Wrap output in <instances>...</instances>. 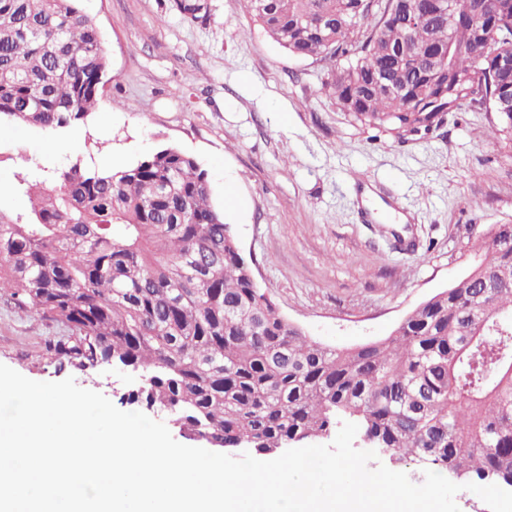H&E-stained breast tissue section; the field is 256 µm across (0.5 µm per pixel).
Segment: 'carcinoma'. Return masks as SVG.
<instances>
[{"mask_svg": "<svg viewBox=\"0 0 512 512\" xmlns=\"http://www.w3.org/2000/svg\"><path fill=\"white\" fill-rule=\"evenodd\" d=\"M289 54L328 64L319 93L375 128L429 129L439 112L495 114L512 144V0H245ZM186 22L205 0H170ZM109 82L96 22L77 0H0V121L57 130ZM29 209L0 219V297L71 335L59 360L139 367L148 409L169 406L194 439L247 442L267 458L357 422L393 461L427 460L466 482L512 486V224L386 338L332 348L258 287L191 154L158 149L104 172L92 163L19 180Z\"/></svg>", "mask_w": 512, "mask_h": 512, "instance_id": "carcinoma-1", "label": "carcinoma"}]
</instances>
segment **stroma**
<instances>
[{
	"label": "stroma",
	"mask_w": 512,
	"mask_h": 512,
	"mask_svg": "<svg viewBox=\"0 0 512 512\" xmlns=\"http://www.w3.org/2000/svg\"><path fill=\"white\" fill-rule=\"evenodd\" d=\"M168 0H79L103 36L111 80L84 122L0 124V219L22 213L20 176L94 160L129 165L171 146L195 156L260 288L313 340L344 348L387 337L465 275L473 245L512 224V150L487 141L489 112L446 113L399 137L357 124L318 96L322 62L279 47L243 0H209L183 22ZM365 176L377 203L365 206ZM67 328L0 298V363L34 381L73 378L131 412L128 373L60 365Z\"/></svg>",
	"instance_id": "stroma-1"
}]
</instances>
